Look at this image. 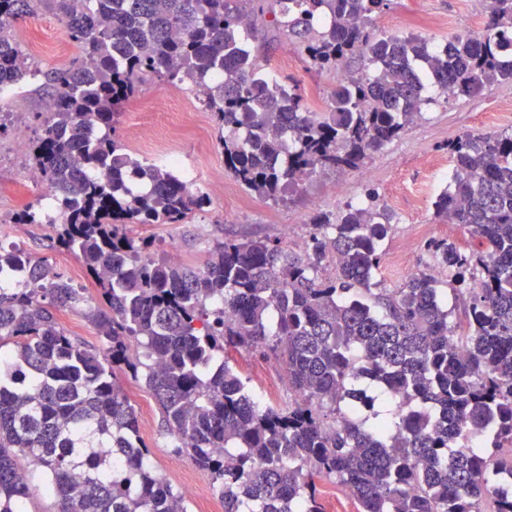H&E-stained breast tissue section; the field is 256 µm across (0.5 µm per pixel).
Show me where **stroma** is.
Listing matches in <instances>:
<instances>
[{
  "mask_svg": "<svg viewBox=\"0 0 512 512\" xmlns=\"http://www.w3.org/2000/svg\"><path fill=\"white\" fill-rule=\"evenodd\" d=\"M274 0H262L255 17L258 38L271 41L269 55L260 58L264 71H277L281 80L297 83L301 89H314L309 102L313 110L325 111L330 97L340 83V70L315 69L303 55H296L293 66L281 65V48L286 39L281 35L275 17ZM485 22L483 0H389L376 15L370 28L372 35H417L431 44H445L448 38L482 30ZM16 30L28 39L41 42L44 55L38 59L42 68L60 65L62 57H74L77 48L66 36L59 14L46 7L20 21ZM138 99L151 100L150 111L136 112L124 106L118 135L122 144L132 142L137 128L166 124L174 110L194 113L196 122L206 136L198 142L190 133L177 135L175 147L184 163L196 167L199 157H206L210 169L223 170L224 157L217 142V131L192 94L165 81L149 77L140 85ZM512 99V83L496 84L474 96H462L451 101H439L425 108L423 116L402 135L371 154L363 169L356 171H328L305 179L297 189L286 191L282 200L273 202L236 188L232 198L211 197L204 210L195 212L180 224H131L129 235L148 237L154 242V257L164 260L170 249H177L184 261L203 264L216 242L229 238L272 237V227L289 224L294 238L309 240L313 231L311 219L319 213H336L347 202L364 200L367 192H375L380 202L406 186L423 189L424 200L407 197L393 211V229L384 250L401 248L411 256L416 271L425 272L431 266L427 251L430 242L451 240L460 244L468 240L463 229L444 224L434 217L433 203L437 195L448 187L451 163L448 145L466 133H496V126L486 121L488 104L493 98ZM45 98L39 85L33 82L18 85L5 104L11 114L10 129L0 132V245H16L32 259L47 260L67 273L75 282H83L84 270L79 259L71 253L55 250L52 239L56 228L50 224H19L15 216L37 197L46 196L47 187H31L20 180V171L28 167L26 156L16 155L12 142L16 129L34 131L36 115L44 109ZM237 370L248 379L253 392L267 402L287 403L288 391L270 392L268 385L282 368L272 360L244 353L236 358ZM120 382L135 407L140 433L150 450V462L155 470L172 473L170 483L182 487L193 482L197 495L188 502L189 512L213 508L221 512L219 497L210 475L195 467L186 456L175 451L176 439L171 435L162 415L144 383L133 382L121 376Z\"/></svg>",
  "mask_w": 512,
  "mask_h": 512,
  "instance_id": "stroma-1",
  "label": "stroma"
}]
</instances>
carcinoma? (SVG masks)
I'll use <instances>...</instances> for the list:
<instances>
[{"label": "carcinoma", "instance_id": "obj_1", "mask_svg": "<svg viewBox=\"0 0 512 512\" xmlns=\"http://www.w3.org/2000/svg\"><path fill=\"white\" fill-rule=\"evenodd\" d=\"M80 54L41 69L14 24L36 0H0V89L41 81L51 108L27 153L59 210L54 244L74 254L106 308L82 311L102 351L54 310L87 288L16 246L0 247V512H29L24 458L54 512H187L157 482L117 373L145 383L178 448L208 472L224 512H322L315 478L357 512H512V133L448 144L434 216L473 245L431 242L434 265L471 294L463 321L426 274L373 282L393 215L369 194L312 218L301 254L226 239L196 266L154 259L127 224H179L209 203L164 164L137 167L116 136L124 104L153 74L192 93L219 132L224 170L260 198L316 170H357L440 96L512 83V0H485L482 31L433 46L367 31L385 0H276L282 34L314 67L358 56L325 112L299 86L273 89L267 43L243 29L253 0H53ZM335 261L336 274L321 276ZM482 284L473 292L470 281ZM142 354L130 352L133 344ZM247 351L288 371L285 405H264L234 368ZM481 447L473 448V439Z\"/></svg>", "mask_w": 512, "mask_h": 512}]
</instances>
